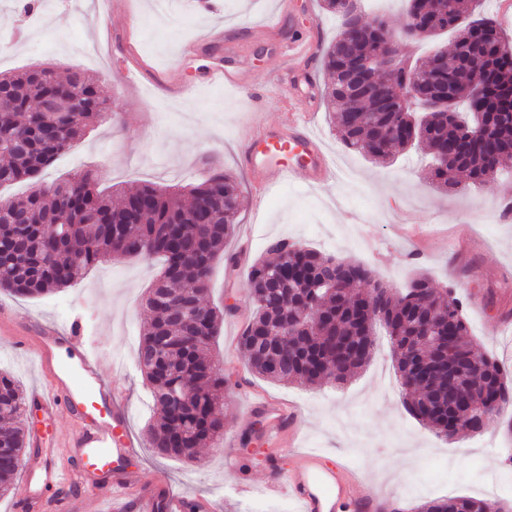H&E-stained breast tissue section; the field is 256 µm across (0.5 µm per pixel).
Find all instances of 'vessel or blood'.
Returning a JSON list of instances; mask_svg holds the SVG:
<instances>
[{
    "label": "vessel or blood",
    "mask_w": 512,
    "mask_h": 512,
    "mask_svg": "<svg viewBox=\"0 0 512 512\" xmlns=\"http://www.w3.org/2000/svg\"><path fill=\"white\" fill-rule=\"evenodd\" d=\"M208 84L240 87L241 72L227 64L211 68ZM283 92L288 114L279 124L256 119L243 137L237 155L248 172L256 202L280 186L299 182L314 187L335 180L337 171L320 141L309 131L307 110L292 86ZM23 349L34 355L44 381L34 387L29 403L45 421L69 414L73 431L68 441L71 466H63L49 449L43 432L30 435L29 445L39 451L25 472L15 495L18 512H72V494L89 499L100 496V474H112V512H218L217 503L205 495L188 496L166 490L161 482L135 489V476L125 461L136 455L138 440L128 433L130 413L121 392L112 390L99 373V362L81 340L80 323L69 327L45 325L26 337ZM248 416L265 422L268 439L280 443L281 453L293 454L297 463L288 470H272L263 485L266 495H287L300 512H390L392 502L369 481L352 486L342 469L324 465L321 452L299 448L300 413L292 402L251 388L244 397Z\"/></svg>",
    "instance_id": "b4317fda"
}]
</instances>
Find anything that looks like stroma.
<instances>
[{"label":"stroma","mask_w":512,"mask_h":512,"mask_svg":"<svg viewBox=\"0 0 512 512\" xmlns=\"http://www.w3.org/2000/svg\"><path fill=\"white\" fill-rule=\"evenodd\" d=\"M210 2L205 10L197 0H168L169 19L162 23L153 0H122L109 14L102 0H55L54 7H35L29 18L15 10L14 0H0L1 72L42 63L62 71L80 68L101 78L120 119L116 125H91L46 169L43 185L86 170L101 174L103 185L129 190L143 183L184 185L212 165L241 184L238 225L224 251L244 252L245 262L230 276L224 261H216L205 296L208 304L229 307L212 357L227 382L224 434L237 443L207 445L193 462L156 457L144 445L130 469L147 484L161 476L172 489L210 494L221 501L222 512H249L255 498L245 484H262L271 468L292 464L243 416L238 396L250 384L297 402L305 417V447L322 451L327 463L354 466L383 495L398 500L404 512L440 496L482 494L512 504V473L497 461L499 449L512 448V422L495 417L483 433L450 442L437 436L406 411L387 336H377L369 363L336 388L260 378L237 347L254 312L249 271L270 240L285 238L365 263L392 288H404L420 273L436 287L456 285L467 303L473 337L512 368V222L495 219L504 197L512 196V167L495 186L442 192L428 178L430 158L420 146L408 147L385 166L346 149L321 99L328 75L320 57L292 61L286 52L294 41L322 49L331 43L337 20L321 9V0ZM216 23L224 29V43L186 52L191 39ZM130 36L155 72L182 70L190 94L167 97L138 72L126 70ZM229 40L241 46L236 63L246 80L298 74L297 93L312 99L309 129L337 168V182L282 185L263 210H254L237 146L256 108L237 90L201 82L213 62L225 60ZM161 272L160 259L129 257L103 263L46 296L0 293V304L20 326L81 321L85 340L100 354L103 378L121 388L132 432L143 443L153 421V400L135 350L150 318L144 296Z\"/></svg>","instance_id":"35a3bbf8"}]
</instances>
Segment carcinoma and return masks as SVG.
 <instances>
[{
	"label": "carcinoma",
	"mask_w": 512,
	"mask_h": 512,
	"mask_svg": "<svg viewBox=\"0 0 512 512\" xmlns=\"http://www.w3.org/2000/svg\"><path fill=\"white\" fill-rule=\"evenodd\" d=\"M405 25L411 40L452 35L451 48H437L411 62L400 52L389 74L390 109L372 100L354 101L345 87L342 46L347 29L359 22L346 0H322V8L341 19V30L322 57L330 81L323 99L330 122L343 145L387 164L418 143L433 156L432 184L457 187L464 174L471 183L496 182L500 166L512 159V54L500 23L476 0H406ZM384 26L370 27L358 51L372 63ZM453 84L457 91L472 83L485 85L480 106L459 98L473 122L485 121L488 139L467 144L463 153L445 156L448 146L468 138L466 122L439 112L414 117L410 100L399 91L415 86L430 93ZM65 106L43 112L45 98ZM116 120L98 81L81 69L59 74L50 65L0 73V186L31 180L20 197H1L0 290L38 296L66 288L91 267L110 259H164L157 284L145 299L152 318L137 355L157 406L148 441L161 458L195 459L198 449L224 430V376L217 372L211 342L221 311L203 302L214 262L234 234L240 207L237 179L217 168L198 184L169 191L143 184L120 200L98 188L100 179L86 172L47 189L35 183L41 170L81 139L95 121ZM58 225L61 233L50 231ZM376 282L367 265L325 256L286 239L271 242L256 262L247 288L255 306L253 319L238 338V349L259 376L311 386L343 384L370 360L374 331L383 325L409 413L448 440L468 431L455 400L478 404L498 401L512 409V386L502 363L470 338L463 303L451 287L438 289L423 274L400 290L375 288L357 294L356 282ZM441 329L437 342L423 341V325ZM185 390V405L169 395ZM20 385L0 371V496L17 485L26 448ZM484 499L455 496L424 501L415 512H489Z\"/></svg>",
	"instance_id": "1"
}]
</instances>
